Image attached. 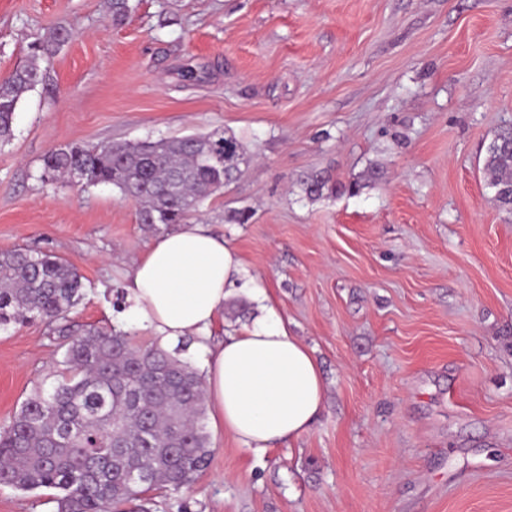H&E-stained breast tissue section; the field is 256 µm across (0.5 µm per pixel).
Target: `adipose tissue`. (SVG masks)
Masks as SVG:
<instances>
[{
	"label": "adipose tissue",
	"instance_id": "obj_1",
	"mask_svg": "<svg viewBox=\"0 0 512 512\" xmlns=\"http://www.w3.org/2000/svg\"><path fill=\"white\" fill-rule=\"evenodd\" d=\"M243 262L200 224L158 236L129 272L130 321L160 343L206 340ZM206 403L226 433L262 452L308 433L323 407L324 381L311 350L279 317L208 349Z\"/></svg>",
	"mask_w": 512,
	"mask_h": 512
}]
</instances>
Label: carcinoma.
<instances>
[{
    "label": "carcinoma",
    "instance_id": "1",
    "mask_svg": "<svg viewBox=\"0 0 512 512\" xmlns=\"http://www.w3.org/2000/svg\"><path fill=\"white\" fill-rule=\"evenodd\" d=\"M57 28L30 44L26 65L0 79V141L13 133L22 95L49 80L46 64L68 42ZM247 162L240 141L222 128L156 141L68 145L43 158L40 180L82 175L83 188L111 185L138 205V221L158 231L187 224ZM494 201L512 213V126L500 127L484 160ZM355 195L365 183L307 176L309 198L325 188ZM83 276L42 251L0 252V327L40 318L57 324L61 359L54 383L27 398L0 431V487L52 489L55 512H152L155 496L189 487L210 465L203 377L154 342L138 344L120 327L71 335L61 323L84 295Z\"/></svg>",
    "mask_w": 512,
    "mask_h": 512
}]
</instances>
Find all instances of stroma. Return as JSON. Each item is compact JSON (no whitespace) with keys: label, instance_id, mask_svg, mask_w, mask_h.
I'll list each match as a JSON object with an SVG mask.
<instances>
[{"label":"stroma","instance_id":"1","mask_svg":"<svg viewBox=\"0 0 512 512\" xmlns=\"http://www.w3.org/2000/svg\"><path fill=\"white\" fill-rule=\"evenodd\" d=\"M131 5L116 25L108 0H0V77L36 37L72 32L0 143V252L49 251L84 276L72 330L125 324L113 303L155 232L112 186L42 183V160L222 128L249 160L195 221L245 272L213 338L274 311L325 384L290 444L258 453L209 423L211 465L162 512H512V214L484 174L512 124V0ZM187 63L201 80H182ZM374 166L355 196L300 185ZM58 343L38 318L0 328V428L49 384Z\"/></svg>","mask_w":512,"mask_h":512}]
</instances>
